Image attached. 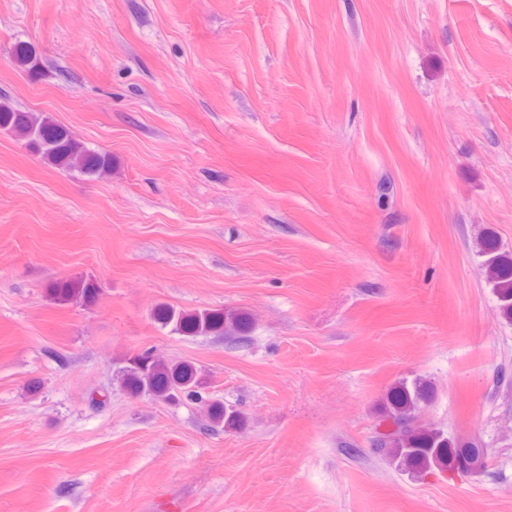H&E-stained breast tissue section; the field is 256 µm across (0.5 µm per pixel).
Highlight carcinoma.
Returning <instances> with one entry per match:
<instances>
[{
	"instance_id": "cac0c4a2",
	"label": "carcinoma",
	"mask_w": 512,
	"mask_h": 512,
	"mask_svg": "<svg viewBox=\"0 0 512 512\" xmlns=\"http://www.w3.org/2000/svg\"><path fill=\"white\" fill-rule=\"evenodd\" d=\"M13 57L17 65L35 68L33 52L28 45L17 44ZM0 129L15 133L33 152L53 166L90 177H100L112 171V157L108 154L87 148L67 128L33 112L21 111L0 102ZM490 268L501 298L512 309V267L493 260ZM93 295L94 285L86 280L67 282L59 291L60 301L66 303H82ZM155 319L162 326H169L185 336L222 333L244 336L250 328L249 318L245 315L226 314L209 308L185 312L160 306L156 309ZM123 377L127 388L137 394L164 400L183 396L194 402L203 401L201 390L206 382L189 363L169 365L158 357L143 353L130 360ZM426 399L427 393L418 379L396 385L388 397V418L395 429L379 434L376 446L386 449L398 468L416 473L444 471L453 461L470 471H481L484 449L473 443L460 446L444 432L418 423L421 404ZM208 412L213 420L227 425L234 424L237 419L235 412L227 411L218 401L208 405Z\"/></svg>"
}]
</instances>
